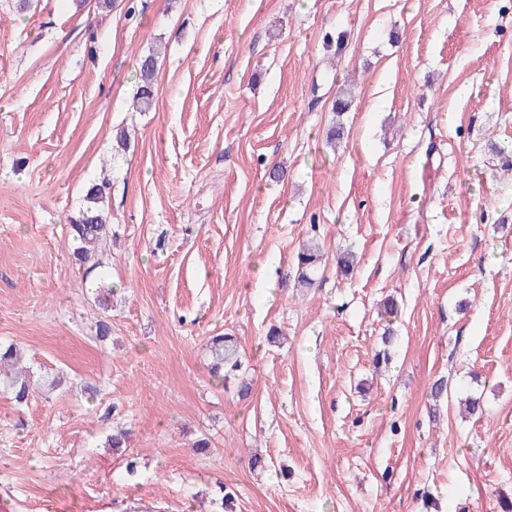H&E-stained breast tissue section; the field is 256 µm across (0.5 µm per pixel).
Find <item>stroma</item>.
Returning a JSON list of instances; mask_svg holds the SVG:
<instances>
[{
	"mask_svg": "<svg viewBox=\"0 0 512 512\" xmlns=\"http://www.w3.org/2000/svg\"><path fill=\"white\" fill-rule=\"evenodd\" d=\"M97 2L0 0V344L41 383L0 392L6 512H507L512 0ZM104 177L90 271L67 219ZM157 59L154 54L143 56L139 60L137 69L139 86L136 97V108L140 111L148 110L153 103ZM211 353L210 374L213 379L224 382L226 374L239 370L241 367V355L232 336H213L209 342Z\"/></svg>",
	"mask_w": 512,
	"mask_h": 512,
	"instance_id": "stroma-1",
	"label": "stroma"
}]
</instances>
